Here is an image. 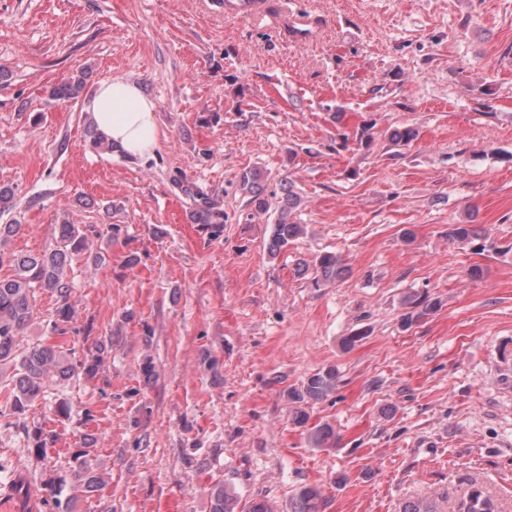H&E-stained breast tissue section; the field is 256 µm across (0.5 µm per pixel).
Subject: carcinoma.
Listing matches in <instances>:
<instances>
[{
	"label": "carcinoma",
	"instance_id": "cac0c4a2",
	"mask_svg": "<svg viewBox=\"0 0 512 512\" xmlns=\"http://www.w3.org/2000/svg\"><path fill=\"white\" fill-rule=\"evenodd\" d=\"M88 73L80 70L50 87L48 97L52 101L69 102L80 99L86 88ZM414 128L404 127L390 133V140L396 146H406L416 139ZM261 174L247 170L239 177L240 190L249 196V204L257 212L265 211L270 203L258 191ZM182 195L191 202L190 216L196 224L206 226L213 237L224 232V210L204 193L195 183L182 177L173 179ZM295 185L288 179L279 181L280 198L283 205L275 224L272 225L269 252H280L303 232L300 224L288 221L289 211L297 206L299 196ZM17 224H0V266L8 263L13 274L0 278V393L5 395V404L14 415H24L29 408L46 392L53 381H65L84 375L92 378L101 366L105 345L83 358H76V351L60 345H34L19 350L20 341L25 336L33 317L35 291L44 288L52 291L58 306L50 320L51 333L64 336L75 330V309L70 302L72 285L66 267L73 258L85 254L90 242L101 236L95 224H73L64 219L59 224V236L53 248L40 255L6 253L5 246L18 231ZM448 238L464 246L472 245L482 236L471 224H452L448 228ZM315 283L332 281L343 277L347 268L340 256L334 252L320 254L314 263ZM408 310L402 315V324L409 327L429 315L439 305V301L429 296L411 295L405 299ZM338 372L329 367L307 377L301 388L288 392L292 403L321 401L336 392ZM311 445L315 448H331L339 442L335 428L328 423L315 425L307 430ZM29 438L37 453L45 452L54 442V434L40 427H33ZM89 451L80 449L73 455L71 469L72 483L60 477L44 484V501L53 505L55 512H74V504L83 496L90 497L101 491L106 481L97 473L88 459ZM69 494H63L64 489ZM327 500L316 485L300 487L288 500L285 508L278 510L265 500L247 501L224 486V481L214 483L210 492V512H324ZM457 512H497L494 500L483 490L469 491L457 504Z\"/></svg>",
	"mask_w": 512,
	"mask_h": 512
}]
</instances>
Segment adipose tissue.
<instances>
[{
    "mask_svg": "<svg viewBox=\"0 0 512 512\" xmlns=\"http://www.w3.org/2000/svg\"><path fill=\"white\" fill-rule=\"evenodd\" d=\"M89 108L93 123L116 150L133 159L154 154L158 143L156 105L138 84L124 78L106 80Z\"/></svg>",
    "mask_w": 512,
    "mask_h": 512,
    "instance_id": "1",
    "label": "adipose tissue"
}]
</instances>
